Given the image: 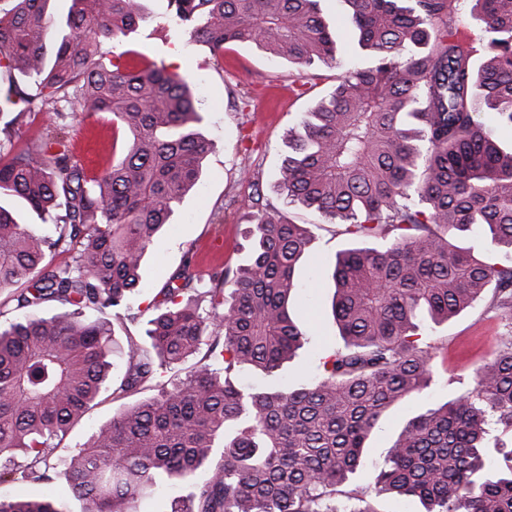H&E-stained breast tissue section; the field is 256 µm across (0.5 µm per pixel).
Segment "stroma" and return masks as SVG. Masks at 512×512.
Returning <instances> with one entry per match:
<instances>
[{
	"label": "stroma",
	"instance_id": "1",
	"mask_svg": "<svg viewBox=\"0 0 512 512\" xmlns=\"http://www.w3.org/2000/svg\"><path fill=\"white\" fill-rule=\"evenodd\" d=\"M167 0H150V15L137 31L123 38L124 48L147 55L169 70L190 74L195 106L202 120L196 129L211 141L199 181L182 200L163 234L150 247L141 275L143 286L133 298L135 318L115 324V338L143 339L154 310L152 300L169 277L193 257L199 271L236 270L247 263L248 215L254 188L286 219L310 227V251L297 266L300 282L294 318L306 333L296 356L274 375L245 369L236 379L251 386L306 383L314 373L316 357L328 346L340 343L331 304L334 292L332 262L347 246L339 224L298 204L288 203L277 185L288 142V132L351 67L367 68L373 61L354 34L342 0H320L322 16L336 36V59L298 66L273 61L255 47L230 45L223 55H211L208 47L193 41L165 18ZM114 129L109 114L86 118L65 136V143L89 171L112 162ZM505 331L492 293L473 303L447 323L432 327L439 347L434 382L415 403L396 408L385 418L367 450L365 470L340 487V496H358L376 512H421L418 501L390 495L375 496L373 476L394 434L412 416L416 406L440 403L471 392L472 368L490 357ZM124 404L111 392H103L96 406L62 438L55 457L69 456L101 425L109 422Z\"/></svg>",
	"mask_w": 512,
	"mask_h": 512
}]
</instances>
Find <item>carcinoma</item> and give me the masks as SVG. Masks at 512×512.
Returning <instances> with one entry per match:
<instances>
[{
  "mask_svg": "<svg viewBox=\"0 0 512 512\" xmlns=\"http://www.w3.org/2000/svg\"><path fill=\"white\" fill-rule=\"evenodd\" d=\"M0 10V199L19 198L53 231L19 224L0 205V288L20 316L0 322V483L63 481L83 512H138L167 495L165 512H373L336 501L365 465L386 415L433 380L437 347L417 321L439 324L489 287L506 321L501 349L473 369L466 396L409 419L374 480L376 495L417 499L425 512H512V266L457 247L481 232L512 254V143L485 129L492 112L512 133V0H475L486 61L474 68L453 23L454 0H342L374 65L349 69L288 135L279 192L343 222L332 315L343 345L321 351L301 388L238 386L244 367L267 375L302 348L290 307L308 232L261 192L248 264L204 278L188 258L159 291L146 340H127L125 370L109 378L114 323L174 208L212 143L191 78L121 38L147 0H11ZM320 0H168V18L219 56L253 45L300 66L336 59ZM105 112L120 156L91 175L59 136ZM46 133L24 137L38 116ZM72 253L63 266L57 253ZM58 302L70 310L36 316ZM202 357L185 375L179 366ZM124 407L68 459L52 460L70 426L107 388ZM26 463L16 462L17 456ZM0 512H64L48 496L0 498Z\"/></svg>",
  "mask_w": 512,
  "mask_h": 512,
  "instance_id": "1",
  "label": "carcinoma"
}]
</instances>
